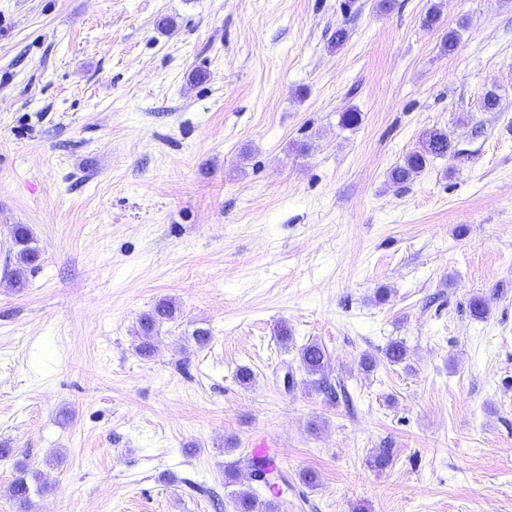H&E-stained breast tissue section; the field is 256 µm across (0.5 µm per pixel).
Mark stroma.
I'll return each instance as SVG.
<instances>
[{
  "instance_id": "35a3bbf8",
  "label": "stroma",
  "mask_w": 512,
  "mask_h": 512,
  "mask_svg": "<svg viewBox=\"0 0 512 512\" xmlns=\"http://www.w3.org/2000/svg\"><path fill=\"white\" fill-rule=\"evenodd\" d=\"M377 3L0 0V512L19 463L31 512H231L259 436L288 512H512V0ZM432 128L453 150L388 182ZM311 341L349 400L298 372ZM13 238L16 245L20 246L17 252V259L20 265L30 267L31 269L37 266L39 254L37 250L32 247L30 229L25 224L15 225L13 230ZM178 313L177 305L170 299L159 300L152 310L142 316L140 319V330L143 341L140 343L138 350L140 355L144 357L151 356L154 345L151 341L154 332L168 321L176 319Z\"/></svg>"
}]
</instances>
